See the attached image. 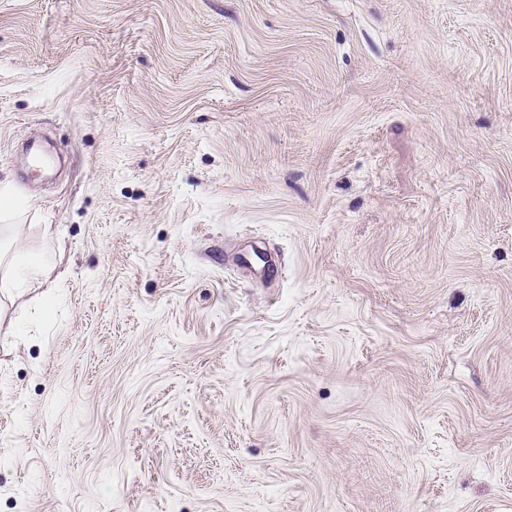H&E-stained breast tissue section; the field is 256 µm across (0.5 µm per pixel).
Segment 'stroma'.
I'll return each mask as SVG.
<instances>
[{"label": "stroma", "mask_w": 512, "mask_h": 512, "mask_svg": "<svg viewBox=\"0 0 512 512\" xmlns=\"http://www.w3.org/2000/svg\"><path fill=\"white\" fill-rule=\"evenodd\" d=\"M0 512H512V0H0ZM52 232L51 225H46L43 249L35 254L25 256L22 263L6 259V253L0 250V291L8 297H21L40 288L52 273Z\"/></svg>", "instance_id": "1"}]
</instances>
